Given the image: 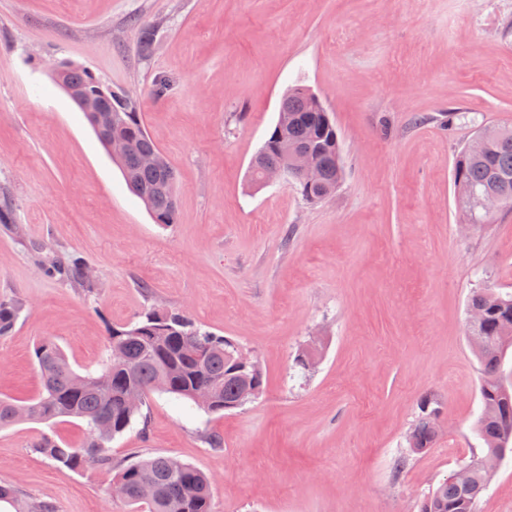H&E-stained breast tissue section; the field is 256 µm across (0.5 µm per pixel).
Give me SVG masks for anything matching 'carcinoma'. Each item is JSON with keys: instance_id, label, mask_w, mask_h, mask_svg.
I'll return each mask as SVG.
<instances>
[{"instance_id": "1", "label": "carcinoma", "mask_w": 512, "mask_h": 512, "mask_svg": "<svg viewBox=\"0 0 512 512\" xmlns=\"http://www.w3.org/2000/svg\"><path fill=\"white\" fill-rule=\"evenodd\" d=\"M69 82L89 98L103 97L112 110V135L127 141L128 154L116 160L129 190L145 205L154 222L176 223L177 198L174 172L167 160L145 166L142 158L161 155L148 135L137 102L128 92L103 83L92 72L63 61ZM309 150L320 170L318 184L308 186L297 176L302 197L320 201L341 184L344 170L336 126L320 99L302 85H295L284 95L278 119L257 151L250 167L251 184H256L260 170L278 167L295 150ZM454 194L476 224L487 221L479 199L488 191L505 196L512 206V128L485 138L475 133L463 148L453 170ZM85 265L64 258L53 259L45 271L66 279L88 291L94 282L84 276ZM469 307H481L484 320L469 326V335L477 338L481 349L474 352L479 363L480 412L474 431L482 443L464 467L469 470L468 485L462 487L447 477L419 503V512H477L478 503L489 489L495 471L487 468L485 457L494 448L512 444V401H504L501 392L512 389V368L508 351L512 349V294L493 288L472 291ZM21 309L15 300H0V337L13 329ZM230 338L216 335L198 325L184 312L150 308L139 319L116 324L109 331L106 356L100 369L81 374L69 363L52 339L35 348V359L42 377V390L35 398L19 404L0 399V428L23 420L33 423L57 418H75L86 425L83 444L74 448L53 436H42L35 448L61 471L79 472L90 466L112 468L108 443L125 432L139 409L125 406L129 390L143 395L157 384L163 392L194 401V394L211 389L214 397L209 412L224 410V403L239 398L243 381L230 372L224 351L231 348ZM439 411L438 402L424 397L411 428L416 453L424 454L436 442L438 433L431 412ZM113 482L126 488L124 502L145 507L144 512H211V481L199 469L165 455L133 462L118 470ZM154 484L157 495L146 502L139 497L142 483ZM10 504L15 512H55L49 500L33 502L20 497L9 485H0V503Z\"/></svg>"}]
</instances>
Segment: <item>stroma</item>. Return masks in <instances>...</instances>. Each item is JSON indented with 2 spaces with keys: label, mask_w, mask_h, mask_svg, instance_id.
Returning a JSON list of instances; mask_svg holds the SVG:
<instances>
[{
  "label": "stroma",
  "mask_w": 512,
  "mask_h": 512,
  "mask_svg": "<svg viewBox=\"0 0 512 512\" xmlns=\"http://www.w3.org/2000/svg\"><path fill=\"white\" fill-rule=\"evenodd\" d=\"M511 22L512 0H0V197L17 224L0 225V299L22 306L0 397L38 394L42 339L94 370L111 326L152 307L233 338L266 375L226 412L151 393L108 470L63 473L34 450L43 434L80 444L79 420L0 429V482L56 512H133L108 492L114 468L166 455L211 478L212 512H418L481 448L471 292L512 293V207L465 226L453 187L476 128L512 126ZM59 59L137 99L175 172V224L128 191L49 75ZM296 84L331 112L345 171L314 203L247 179ZM53 254L93 268L96 290L46 274ZM427 396L442 427L415 455Z\"/></svg>",
  "instance_id": "1"
}]
</instances>
